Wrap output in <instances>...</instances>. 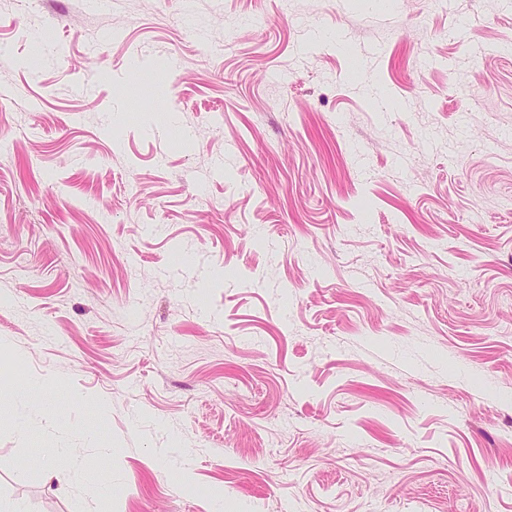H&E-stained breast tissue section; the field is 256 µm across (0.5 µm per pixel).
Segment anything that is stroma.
<instances>
[{"instance_id": "35a3bbf8", "label": "stroma", "mask_w": 512, "mask_h": 512, "mask_svg": "<svg viewBox=\"0 0 512 512\" xmlns=\"http://www.w3.org/2000/svg\"><path fill=\"white\" fill-rule=\"evenodd\" d=\"M218 489L512 512V0H0V501ZM98 456L95 459L70 456V464L66 469H57L55 462L62 456H68L66 448H46L40 457L42 470L53 475L59 480H70L73 478L94 479L99 485L103 495L112 494V475L99 467V462L112 457V448H98Z\"/></svg>"}]
</instances>
